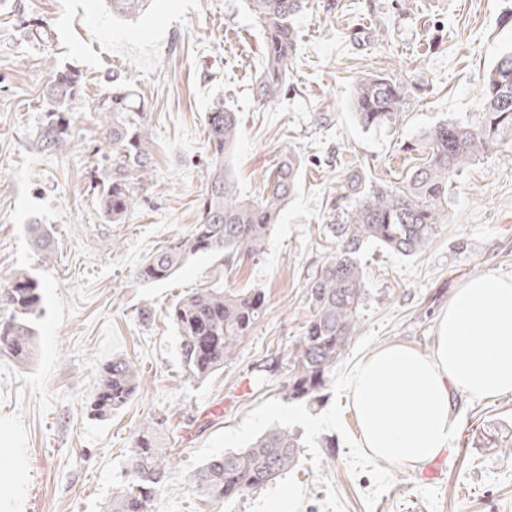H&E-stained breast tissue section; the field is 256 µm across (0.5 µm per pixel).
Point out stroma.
Masks as SVG:
<instances>
[{"mask_svg":"<svg viewBox=\"0 0 512 512\" xmlns=\"http://www.w3.org/2000/svg\"><path fill=\"white\" fill-rule=\"evenodd\" d=\"M45 34H33V26ZM288 91L261 104V30L247 0H148L134 17L108 0H0V290L24 271L43 284L44 314L24 364L0 357V473L21 468L20 512H105L128 470L135 437L158 422L171 445L154 512H512V394L467 400L449 453L434 465L384 462L358 446L345 379L360 360L401 341L429 352L436 317L463 281L512 277V150L485 155L448 183V221L419 254L369 245L360 326L315 401L286 395L289 361L311 317L308 284L331 257L326 233L354 204L342 184L403 186L419 140L444 120L473 121L484 76L512 50V0H308L296 18ZM81 74V109L61 150L41 151L37 129L55 69ZM383 75L405 90L385 132L363 129L348 103L355 79ZM144 95L153 173L125 221H108L95 186L107 175L106 127L93 105L109 76ZM223 97L241 136L229 166L242 196L263 190L281 153L305 158L298 187L259 256L225 265L231 290L261 289L267 309L223 369L185 368L170 310L217 261L191 258L166 281L136 276L156 249L198 216L210 148L206 113ZM48 225L55 254L42 262L26 227ZM129 360L141 382L101 417V369ZM279 371L260 377L264 365ZM296 432L298 462L261 491L204 502L190 476L211 457L248 446L270 426Z\"/></svg>","mask_w":512,"mask_h":512,"instance_id":"stroma-1","label":"stroma"}]
</instances>
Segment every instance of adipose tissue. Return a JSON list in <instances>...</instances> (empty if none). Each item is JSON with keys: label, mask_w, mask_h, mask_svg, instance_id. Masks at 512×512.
Segmentation results:
<instances>
[{"label": "adipose tissue", "mask_w": 512, "mask_h": 512, "mask_svg": "<svg viewBox=\"0 0 512 512\" xmlns=\"http://www.w3.org/2000/svg\"><path fill=\"white\" fill-rule=\"evenodd\" d=\"M347 389L361 447L386 462L438 458L459 427L462 400L512 393V279L466 281L439 314L430 352L385 344L352 372Z\"/></svg>", "instance_id": "1"}]
</instances>
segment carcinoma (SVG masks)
Masks as SVG:
<instances>
[{"label":"carcinoma","instance_id":"1","mask_svg":"<svg viewBox=\"0 0 512 512\" xmlns=\"http://www.w3.org/2000/svg\"><path fill=\"white\" fill-rule=\"evenodd\" d=\"M263 32L264 59L254 81L258 101L273 103L287 91L289 66L296 50V17L306 0H247ZM81 78L74 71H55L46 97L52 102L39 127L37 145L55 151L66 140L68 125L60 110L74 111ZM404 90L382 75L360 77L353 85L349 107L367 130L388 128L403 110ZM95 111L112 118L105 144L110 175L98 190L103 215L114 224L125 221L136 203L135 186L152 173L153 156L146 124L145 99L127 78L112 81V91ZM210 160L205 192L193 232L149 256L137 269L147 283L169 279L190 258L209 255L224 260L260 254L271 227L296 190L304 166L298 154H288L266 171L262 194L239 195L225 165L236 145L240 128L236 114L217 100L207 113ZM512 143V51L505 54L485 78L484 106L473 123L444 120L429 128L418 144L419 163L412 167L403 188L380 184L362 186L356 173L349 178L358 197L339 224L327 225L335 242L334 255L309 282L312 316L303 328L298 351L288 369V398L316 399L327 374L357 331L367 297L360 258L370 244L412 255L422 251L447 223L448 181L473 160ZM34 249L48 262L53 240L44 224H29ZM41 285L21 272L11 287L0 292V356L24 361L33 352L35 323L39 318ZM266 310L259 288L233 292L224 288V275L210 278L183 297L171 312L179 335L185 367L204 379L224 367L242 338ZM139 387L130 362L114 359L102 372L93 400L100 415L123 407ZM300 438L292 430L272 427L249 447L209 459L191 480L201 495L228 501L257 492L290 469L296 461ZM169 451L153 424L144 425L134 440L127 477L112 496L108 512H153L156 493L166 473Z\"/></svg>","mask_w":512,"mask_h":512}]
</instances>
